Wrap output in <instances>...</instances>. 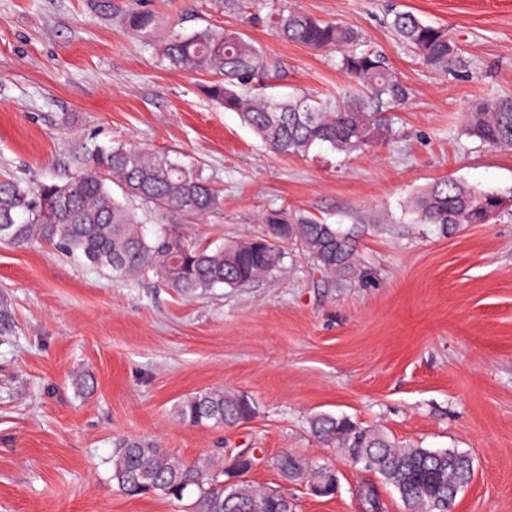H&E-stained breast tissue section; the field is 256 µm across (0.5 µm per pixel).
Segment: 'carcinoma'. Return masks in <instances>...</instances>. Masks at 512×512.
<instances>
[{
    "instance_id": "carcinoma-1",
    "label": "carcinoma",
    "mask_w": 512,
    "mask_h": 512,
    "mask_svg": "<svg viewBox=\"0 0 512 512\" xmlns=\"http://www.w3.org/2000/svg\"><path fill=\"white\" fill-rule=\"evenodd\" d=\"M92 12L117 19L127 32L146 41L157 38L159 21L150 11H117L114 0H90ZM274 35L320 51L340 54L337 66L355 89L330 106L318 97L296 92L279 98L254 86L269 77L272 64L263 48L242 31L206 27L192 33L169 31L159 48L169 64L213 77L204 94L242 120L275 155L305 157L327 147L349 154L389 132L384 113L404 103L408 88L385 58L370 50H354L359 34L343 24L278 6L269 17ZM395 36L428 66L442 68L458 51L448 30L424 23L416 14H394ZM464 133L491 147H512V96L484 100L469 114ZM118 187L122 199L112 193ZM224 198L199 166H186L166 151L132 143L81 146L78 165L62 181L0 178V243L49 244L116 279L151 273L185 295H204L217 288H237L281 267L285 248L299 247L327 274L354 267L355 244L333 224L269 209L258 216L263 237L216 248L196 245L165 224L172 217H204L221 208ZM507 198L478 191L459 181L440 179L412 201V214L441 229L460 224H487ZM147 208L161 223L148 227L135 212ZM254 401L244 394L215 387L202 389L174 407L179 422L191 426L233 427L251 419ZM312 433L327 448H336L354 465L371 470L393 487L405 512H450L457 494L474 475L472 457L456 448L430 450L400 445L388 434L348 417L319 413ZM284 477L304 476L320 492L335 491L333 469L309 465L284 453L275 460ZM224 464V454L190 463L156 439L121 440L112 457V481L129 497L162 494L181 501L195 496L194 512H292L291 503L274 489L256 490L242 480L224 482L238 470ZM363 512H384L376 485L359 488Z\"/></svg>"
}]
</instances>
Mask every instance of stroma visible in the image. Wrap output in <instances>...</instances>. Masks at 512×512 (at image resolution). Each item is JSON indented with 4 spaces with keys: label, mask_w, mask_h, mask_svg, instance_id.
Returning <instances> with one entry per match:
<instances>
[{
    "label": "stroma",
    "mask_w": 512,
    "mask_h": 512,
    "mask_svg": "<svg viewBox=\"0 0 512 512\" xmlns=\"http://www.w3.org/2000/svg\"><path fill=\"white\" fill-rule=\"evenodd\" d=\"M357 30L407 86L390 135L351 154L269 153L238 113L201 92L87 0H0V176L62 179L75 144L130 142L201 165L221 210L184 218L192 242L263 233L285 207L351 233L356 267L320 272L288 251L279 273L182 296L151 274L118 280L48 245L0 243V512H188L189 501L129 497L112 480L120 439L149 436L194 461L223 449L260 463L245 479L296 512H361L366 472L310 432L327 412L423 448H456L475 476L451 512H512V214L453 232L416 222L410 200L448 178L512 193V150L467 137L468 112L512 95V0H288ZM162 30L245 29L282 69L270 93L334 100L349 80L332 52L245 27L268 0H146ZM446 27L447 69L422 64L387 25L389 10ZM249 396L250 420L191 427L173 406L203 388ZM290 453L331 465L333 495L273 466Z\"/></svg>",
    "instance_id": "stroma-1"
}]
</instances>
